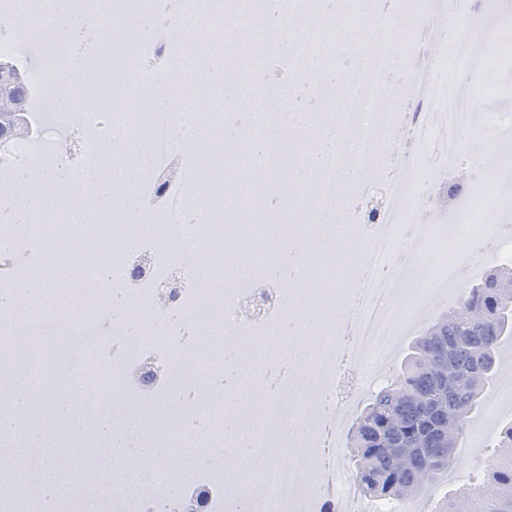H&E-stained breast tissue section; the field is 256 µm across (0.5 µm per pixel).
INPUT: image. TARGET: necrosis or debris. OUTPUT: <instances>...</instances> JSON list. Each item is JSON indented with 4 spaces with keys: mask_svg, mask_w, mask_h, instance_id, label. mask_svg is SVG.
Masks as SVG:
<instances>
[{
    "mask_svg": "<svg viewBox=\"0 0 512 512\" xmlns=\"http://www.w3.org/2000/svg\"><path fill=\"white\" fill-rule=\"evenodd\" d=\"M87 22L77 43L52 42L51 0H0V59L28 85L29 134L0 146V512H17L8 486L24 480L32 505L50 512H177L179 498L206 496L199 512H427L443 486L408 500H372L358 490L346 448L349 419L386 382L407 330L426 312L457 303L459 271L479 276L486 261L512 264V111L485 113L496 144L473 131L478 99L465 72L494 56L512 68V0H279L280 20L262 24L265 0H164L146 25L136 58L111 71L82 68L127 0H70ZM335 39L321 40L318 30ZM237 52L225 58L224 44ZM205 42L209 52L195 56ZM287 51L293 79L263 67ZM332 57L364 69L340 85L318 64ZM410 80L390 77L394 58ZM67 79L83 100L62 112L54 94ZM111 84L120 112L99 99ZM177 99L166 118L155 90ZM279 101L270 127L256 110ZM256 148L224 166L221 192L198 181L223 154L224 131ZM485 174L438 205L425 195L465 173V153ZM127 169L132 192L120 206L135 223L105 236L85 202L103 172ZM288 207L281 225L289 270L265 274L263 245L249 227L268 220L251 194ZM381 197L374 223L352 219L344 238L325 223L336 203ZM491 218L468 221L474 204ZM224 228L223 269L198 257L211 227ZM496 248L480 257L479 245ZM98 267L59 271L47 310L17 316L25 272L58 246ZM146 258L142 276L129 268ZM184 282L176 310L156 304L172 274ZM270 297L259 319L240 316L252 291ZM29 354L20 372L44 388L16 385L11 344ZM64 357H56L57 343ZM159 379L135 380L145 360ZM69 373L82 392L54 390ZM54 401L84 417L81 429L50 424L31 438L38 404ZM512 422V363H502L478 424L459 450V477H480L502 423ZM136 448H186L189 456L135 459ZM182 475L170 483L169 468Z\"/></svg>",
    "mask_w": 512,
    "mask_h": 512,
    "instance_id": "4bbe7bcc",
    "label": "necrosis or debris"
}]
</instances>
